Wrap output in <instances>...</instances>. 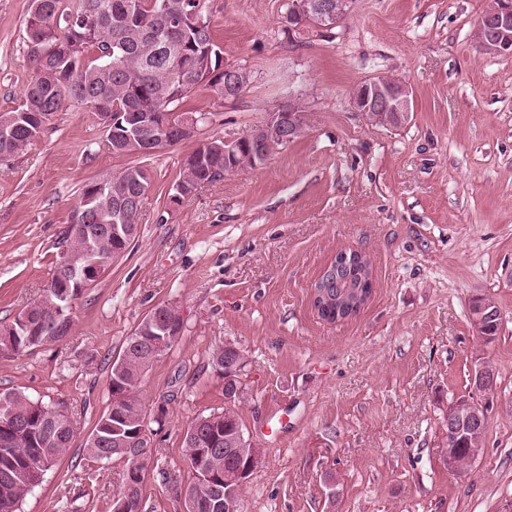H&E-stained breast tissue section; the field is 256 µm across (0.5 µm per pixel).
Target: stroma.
<instances>
[{
	"label": "stroma",
	"mask_w": 512,
	"mask_h": 512,
	"mask_svg": "<svg viewBox=\"0 0 512 512\" xmlns=\"http://www.w3.org/2000/svg\"><path fill=\"white\" fill-rule=\"evenodd\" d=\"M488 0H352L332 33L289 43L283 0H209L225 64L246 67L227 101L199 86L185 108L208 115L194 139L147 160L152 182L139 235L88 288L63 340L0 354V390L64 410L70 452L21 512H112L125 463L84 451L112 402V362L155 306L175 307L178 341L145 372L150 423L143 512H182L167 478L187 481L183 432L232 408L261 462L243 512H506L512 506V57L474 33ZM31 0H0V112L35 76ZM387 74L413 92L409 122L382 127L349 103ZM308 114L304 132L264 165L168 192L199 144L233 140L280 103ZM132 157L112 153L86 106L54 113L27 150L0 162V327L49 283L59 241L85 185ZM366 252L373 293L339 323L320 319L312 285L337 251ZM493 298L502 322L478 335L470 304ZM248 358L227 399L212 362L224 345ZM496 373L474 391L476 362ZM461 398L487 414L483 451L465 472L443 465L445 413Z\"/></svg>",
	"instance_id": "35a3bbf8"
}]
</instances>
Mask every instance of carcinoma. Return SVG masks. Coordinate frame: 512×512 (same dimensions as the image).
Here are the masks:
<instances>
[{"label": "carcinoma", "instance_id": "1", "mask_svg": "<svg viewBox=\"0 0 512 512\" xmlns=\"http://www.w3.org/2000/svg\"><path fill=\"white\" fill-rule=\"evenodd\" d=\"M192 7V0H75L69 10L62 0H32L26 29L28 42L47 48V55L36 67V76L26 86L22 105L9 112H0V122H11L25 117L17 127L15 141L5 146L0 143V161L20 156L44 132L50 116L60 111L58 100H75L82 104L98 98L107 100L106 111L111 121L107 142L117 154L148 157L153 152L147 146L127 136L135 125L168 124L179 127L188 116L199 119L205 113L182 109L183 100L201 84L209 86L218 95H224V73L220 72L222 59L215 44L211 26L202 31L184 34L176 30L172 20ZM178 44L182 51L192 55L209 54L212 69L205 75L190 71L192 85L181 88L169 75V49ZM262 129L253 130L242 142L238 162L247 165L249 153L259 147ZM131 172H149L144 166L132 165L118 174H103L83 188L80 199L98 193L102 203V225L110 226V194L125 189L123 178ZM224 139L216 138L207 148L197 147L183 162L179 180L190 185L201 181L224 178ZM61 247L74 263H84V240L70 226L61 239ZM99 248L110 258L118 250H129L122 241L106 232L99 239ZM339 258H334L317 282L325 286V296L313 299L317 315L336 322V315L349 318L358 313L352 306L353 298L346 288L348 279L336 282ZM87 286L75 281L52 277L40 297L29 304L32 309L33 329L19 328L16 344L0 348V353H19L29 349L24 341L35 336L39 345L53 344L66 337L73 328L74 318L64 312L60 320H46L44 315L60 309L71 294L82 296ZM159 320L182 330L183 320L177 310L160 305L154 308ZM157 356L139 345L136 333H131L120 354L112 362L109 391L120 395L97 419L93 432L98 440L86 443V454L97 461L127 456L126 472L137 470L133 480L123 478L119 494L143 504L142 486L145 465L138 460L137 447L114 448L112 435L119 428L133 433L139 430L147 415V406L141 396V382L145 368ZM8 409L19 425L10 431L0 429V512H19L26 496L41 483L45 462H58L71 448L73 425L64 412L12 391ZM242 424L235 411L224 409L222 418L201 425L206 436L217 435L224 449L211 455L208 469L213 479H224V471L246 463L248 450L234 446V439ZM483 434H468L459 439L447 438L443 451L452 455L463 468H469L482 449ZM195 512H218L213 506L212 489L208 485L192 488Z\"/></svg>", "mask_w": 512, "mask_h": 512}]
</instances>
